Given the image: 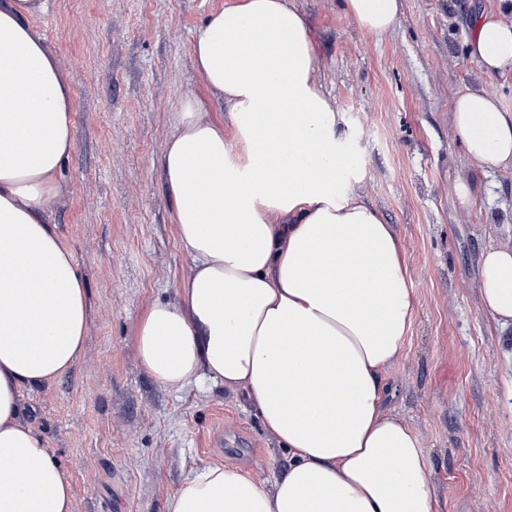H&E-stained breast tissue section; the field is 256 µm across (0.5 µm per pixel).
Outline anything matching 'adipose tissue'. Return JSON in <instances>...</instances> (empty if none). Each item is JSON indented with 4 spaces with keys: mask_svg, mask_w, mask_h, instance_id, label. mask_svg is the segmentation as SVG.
<instances>
[{
    "mask_svg": "<svg viewBox=\"0 0 512 512\" xmlns=\"http://www.w3.org/2000/svg\"><path fill=\"white\" fill-rule=\"evenodd\" d=\"M402 0H344L372 35ZM47 0H0V512H74L69 481L29 424L23 388L64 376L88 329L87 294L53 220L74 149L73 96L34 20ZM467 51L512 66V21L478 19ZM205 96L168 114L160 158L179 247L174 299L152 302L133 345L174 390L243 395L288 469L273 481L196 468L165 512H436L417 433L387 412L385 372L411 330L413 288L391 225L339 185L343 117L315 79L310 24L292 0H226L193 38ZM452 122L485 171L512 168V110L483 90ZM483 311L512 325V247L480 257Z\"/></svg>",
    "mask_w": 512,
    "mask_h": 512,
    "instance_id": "ef3b65f1",
    "label": "adipose tissue"
}]
</instances>
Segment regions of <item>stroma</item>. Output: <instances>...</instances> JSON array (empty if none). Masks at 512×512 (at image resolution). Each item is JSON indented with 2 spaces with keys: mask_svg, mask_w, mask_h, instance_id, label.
Instances as JSON below:
<instances>
[{
  "mask_svg": "<svg viewBox=\"0 0 512 512\" xmlns=\"http://www.w3.org/2000/svg\"><path fill=\"white\" fill-rule=\"evenodd\" d=\"M225 0H48L35 25L73 90L75 148L58 230L83 277V352L61 378L23 389L27 419L74 492V512H164L207 464L273 478L288 468L243 396L154 382L131 344L154 301L188 270L159 157L167 114L204 94L191 43ZM316 46L315 78L343 115V187L392 225L414 288L404 351L388 370L389 407L418 434L437 512H512V326L482 310L478 261L512 245V169L488 173L456 136L451 103L479 89L512 109V67L487 74L464 39L503 0H403L370 35L342 0H294ZM475 198L463 208L458 184Z\"/></svg>",
  "mask_w": 512,
  "mask_h": 512,
  "instance_id": "stroma-1",
  "label": "stroma"
}]
</instances>
